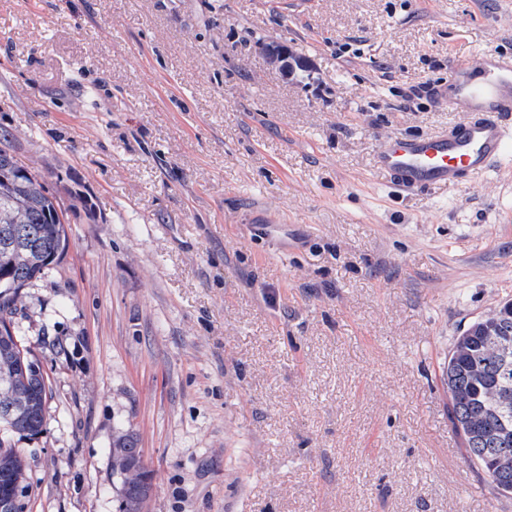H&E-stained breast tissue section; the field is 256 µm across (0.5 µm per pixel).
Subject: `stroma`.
Returning a JSON list of instances; mask_svg holds the SVG:
<instances>
[{"label":"stroma","mask_w":512,"mask_h":512,"mask_svg":"<svg viewBox=\"0 0 512 512\" xmlns=\"http://www.w3.org/2000/svg\"><path fill=\"white\" fill-rule=\"evenodd\" d=\"M485 51L512 0H0V144L68 188L16 317L52 386L10 438L30 512H119L126 431L142 512H512L443 383L512 299V153L412 196L374 168L464 121L427 90ZM263 49L270 62L288 75L293 74L297 69H302L307 66L303 59L287 51L284 44L269 43L264 45ZM112 470H118L120 465H128L140 472L127 480H122L121 512H139L142 503L152 491L151 474L142 460L141 448H138V438L134 433L120 434L112 441ZM115 457V458H114ZM136 469H130L125 475L131 476Z\"/></svg>","instance_id":"1"}]
</instances>
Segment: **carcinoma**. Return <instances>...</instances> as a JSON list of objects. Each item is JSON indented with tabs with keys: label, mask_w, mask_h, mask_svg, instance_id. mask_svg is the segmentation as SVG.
<instances>
[{
	"label": "carcinoma",
	"mask_w": 512,
	"mask_h": 512,
	"mask_svg": "<svg viewBox=\"0 0 512 512\" xmlns=\"http://www.w3.org/2000/svg\"><path fill=\"white\" fill-rule=\"evenodd\" d=\"M66 217L59 191L45 177L20 164L0 148V265L10 267L7 287L0 289V371L15 374V395H0V414H7L15 432L30 436L42 432L45 405L51 396L49 377L35 371L31 348L16 347L10 338L21 335L14 321L20 291L43 280L50 268L45 259L63 258L68 248ZM512 365V303L498 313L474 321L454 341L444 366L448 414L461 437L466 459L480 469L504 496L512 495V435L501 434L500 402L512 397V369L500 375L504 363ZM112 470L128 465L139 474L122 481L120 512H140L152 491L151 474L142 460L133 433L112 441ZM27 463L21 452L0 438V487L21 483L19 504L0 498V512H26Z\"/></svg>",
	"instance_id": "1"
}]
</instances>
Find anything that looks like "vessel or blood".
I'll use <instances>...</instances> for the list:
<instances>
[{
  "label": "vessel or blood",
  "mask_w": 512,
  "mask_h": 512,
  "mask_svg": "<svg viewBox=\"0 0 512 512\" xmlns=\"http://www.w3.org/2000/svg\"><path fill=\"white\" fill-rule=\"evenodd\" d=\"M434 96L469 118L448 131L396 135L378 146L375 168L400 191L456 186L512 152V57L488 52L475 66L450 60L448 84Z\"/></svg>",
  "instance_id": "vessel-or-blood-1"
}]
</instances>
